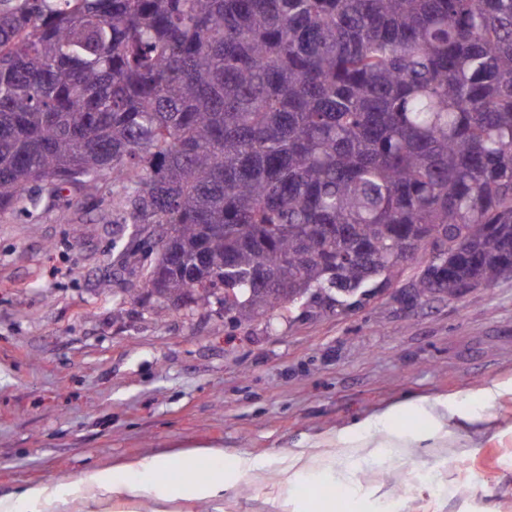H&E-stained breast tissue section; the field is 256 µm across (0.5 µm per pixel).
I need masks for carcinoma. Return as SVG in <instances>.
I'll use <instances>...</instances> for the list:
<instances>
[{
    "instance_id": "1",
    "label": "carcinoma",
    "mask_w": 512,
    "mask_h": 512,
    "mask_svg": "<svg viewBox=\"0 0 512 512\" xmlns=\"http://www.w3.org/2000/svg\"><path fill=\"white\" fill-rule=\"evenodd\" d=\"M106 177L240 325L511 277L512 0H0V211Z\"/></svg>"
}]
</instances>
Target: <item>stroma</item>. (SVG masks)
<instances>
[{
  "instance_id": "1",
  "label": "stroma",
  "mask_w": 512,
  "mask_h": 512,
  "mask_svg": "<svg viewBox=\"0 0 512 512\" xmlns=\"http://www.w3.org/2000/svg\"><path fill=\"white\" fill-rule=\"evenodd\" d=\"M121 181L68 186L0 212V498L80 473L210 447L264 459L224 491L223 512H305L308 479L276 486L286 456L320 446L318 473L355 488L354 512H512V277L448 298L403 295L420 273L352 305L312 304L239 325L223 306L157 315L144 273L154 226L126 221ZM429 447L351 472L343 429L399 402ZM434 467L451 492L407 487Z\"/></svg>"
}]
</instances>
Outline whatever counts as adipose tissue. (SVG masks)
I'll return each mask as SVG.
<instances>
[{
    "label": "adipose tissue",
    "mask_w": 512,
    "mask_h": 512,
    "mask_svg": "<svg viewBox=\"0 0 512 512\" xmlns=\"http://www.w3.org/2000/svg\"><path fill=\"white\" fill-rule=\"evenodd\" d=\"M211 454V449L202 448L190 454L161 456L98 469L86 473L67 492L50 485L30 486L15 499H0V512H50L52 507L66 503L70 498L86 505L99 504L136 495L145 488L150 489L160 503L185 499L210 504L223 497L227 485L241 481L243 476L259 468L257 462L241 456L230 473L215 470L207 477H194L196 461ZM176 466L183 470V477L175 483L167 481V474Z\"/></svg>",
    "instance_id": "adipose-tissue-1"
}]
</instances>
